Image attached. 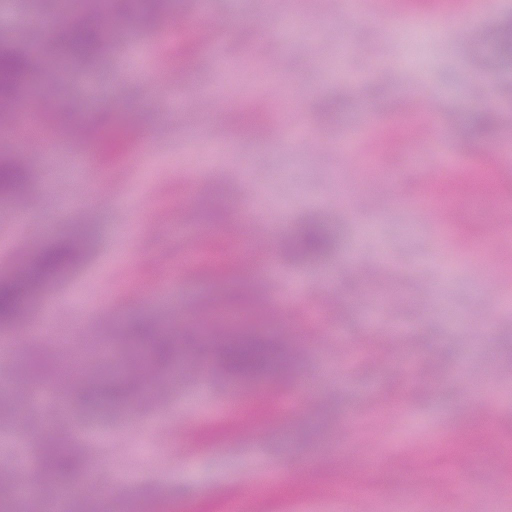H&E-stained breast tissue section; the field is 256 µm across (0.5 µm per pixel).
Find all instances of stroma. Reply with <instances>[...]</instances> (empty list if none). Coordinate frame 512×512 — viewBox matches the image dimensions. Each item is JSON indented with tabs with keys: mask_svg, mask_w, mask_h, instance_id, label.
Instances as JSON below:
<instances>
[{
	"mask_svg": "<svg viewBox=\"0 0 512 512\" xmlns=\"http://www.w3.org/2000/svg\"><path fill=\"white\" fill-rule=\"evenodd\" d=\"M184 0L166 26L135 33L93 67L61 74L45 66L34 98L66 113L67 126L36 115L47 137L30 148L29 193L0 201V277L38 249L78 227L91 241L86 264L49 282L29 306L30 342L55 333L73 351L97 337L86 367L100 380L126 362L127 322L147 313L171 332L207 328L233 285L210 275L224 225L206 196L232 186L238 219L252 224L243 275L260 282L263 333L306 337L300 377L288 405L250 435L225 432L229 382L204 373L197 345L165 370L155 393L115 407L65 403L59 379L9 389L25 351L13 345L0 362V459L19 458L20 476L39 499L38 450L55 435L84 449L93 473L65 512H172L176 503L216 512L244 480L263 484L271 462H306L321 454V476L336 475V454L356 466L375 459L362 500L339 510L308 497L290 512H460L468 490L490 492L470 512H512V469L490 476L512 449V242L498 238L477 212L512 209V196H479L454 204L471 235L447 242L441 216L424 193L415 163L436 129L447 132L440 157L472 164L512 160V64L500 58L496 21L512 0H495L493 23L448 31L436 20L381 27L376 0ZM51 0H0V40L48 43L36 13ZM305 23L296 48L276 37L291 15ZM206 32H198V24ZM241 72L224 71L225 54ZM423 89L432 109L414 111ZM268 117L258 133L242 131L236 109L255 94ZM341 111L324 114L323 99ZM498 115L492 139L473 135L477 116ZM366 122L372 135L408 130L391 154L392 185L341 147L343 134ZM119 124L153 128L149 147L120 160L97 158L92 135ZM304 211L319 212L337 239L334 251L294 265L282 248ZM489 421L469 451L483 464L467 484L453 482L445 448L466 435L477 412Z\"/></svg>",
	"mask_w": 512,
	"mask_h": 512,
	"instance_id": "1",
	"label": "stroma"
}]
</instances>
